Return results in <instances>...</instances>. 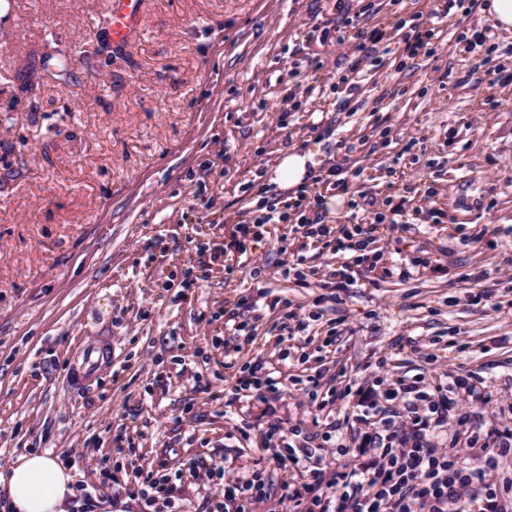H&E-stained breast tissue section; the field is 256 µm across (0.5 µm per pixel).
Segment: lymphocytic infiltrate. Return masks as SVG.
Instances as JSON below:
<instances>
[{"mask_svg":"<svg viewBox=\"0 0 512 512\" xmlns=\"http://www.w3.org/2000/svg\"><path fill=\"white\" fill-rule=\"evenodd\" d=\"M476 392L464 377L454 380L448 395L426 392L418 378L390 384L384 397L397 411L361 417L380 440L371 463L329 475L314 467L303 483L283 481L288 512H512V430L476 448L438 446L429 438L447 423L457 396ZM188 474L223 480L214 512H226L231 502L236 512H259L266 500L262 469L246 481L226 477L220 467L194 465Z\"/></svg>","mask_w":512,"mask_h":512,"instance_id":"lymphocytic-infiltrate-1","label":"lymphocytic infiltrate"}]
</instances>
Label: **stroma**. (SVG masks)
<instances>
[{"mask_svg": "<svg viewBox=\"0 0 512 512\" xmlns=\"http://www.w3.org/2000/svg\"><path fill=\"white\" fill-rule=\"evenodd\" d=\"M144 2L118 46L110 0H0V472L67 453L73 482L104 491L94 512H146L138 471L194 460L247 480L288 446L332 471L367 460L357 393L416 375L473 378L467 431L511 427L512 32L488 0L451 8L416 59L370 33L433 27L436 0ZM58 48L69 78L23 90ZM297 148L318 154L325 224H385L349 278L270 180ZM261 208L288 219L232 248ZM231 308L255 326L237 351ZM91 342L112 361L68 391Z\"/></svg>", "mask_w": 512, "mask_h": 512, "instance_id": "obj_1", "label": "stroma"}]
</instances>
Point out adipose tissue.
<instances>
[{"label":"adipose tissue","mask_w":512,"mask_h":512,"mask_svg":"<svg viewBox=\"0 0 512 512\" xmlns=\"http://www.w3.org/2000/svg\"><path fill=\"white\" fill-rule=\"evenodd\" d=\"M313 151L296 150L281 157L272 180L284 189L306 182L315 167ZM13 512H68L74 494L69 472L49 455L20 456L4 479Z\"/></svg>","instance_id":"ef3b65f1"}]
</instances>
